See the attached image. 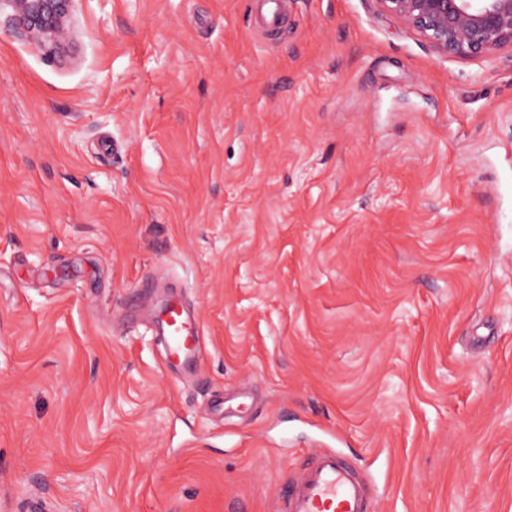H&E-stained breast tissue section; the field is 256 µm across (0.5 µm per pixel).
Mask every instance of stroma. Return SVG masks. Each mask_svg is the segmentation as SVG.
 I'll return each mask as SVG.
<instances>
[{"label":"stroma","instance_id":"stroma-1","mask_svg":"<svg viewBox=\"0 0 512 512\" xmlns=\"http://www.w3.org/2000/svg\"><path fill=\"white\" fill-rule=\"evenodd\" d=\"M249 10L70 0L63 62L0 5V512H270L331 434L378 512H512V51ZM253 5L255 25L271 34L285 22L288 0H250ZM156 328L165 343V363L178 367L184 375L195 376L201 367L202 329L185 316L181 299H172L165 305L158 314Z\"/></svg>","mask_w":512,"mask_h":512}]
</instances>
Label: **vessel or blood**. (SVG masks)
Returning a JSON list of instances; mask_svg holds the SVG:
<instances>
[{
	"mask_svg": "<svg viewBox=\"0 0 512 512\" xmlns=\"http://www.w3.org/2000/svg\"><path fill=\"white\" fill-rule=\"evenodd\" d=\"M288 0H252L257 27L277 31L285 21ZM156 328L165 343L164 361L186 375L201 367L202 329L185 314L181 299L170 300L160 311ZM370 483L334 450L316 452L310 464L285 483L273 512H373Z\"/></svg>",
	"mask_w": 512,
	"mask_h": 512,
	"instance_id": "obj_1",
	"label": "vessel or blood"
}]
</instances>
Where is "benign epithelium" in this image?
Segmentation results:
<instances>
[{
    "mask_svg": "<svg viewBox=\"0 0 512 512\" xmlns=\"http://www.w3.org/2000/svg\"><path fill=\"white\" fill-rule=\"evenodd\" d=\"M380 11L422 35L437 52L480 58L512 50V0H374ZM27 28L57 31L61 0H23Z\"/></svg>",
    "mask_w": 512,
    "mask_h": 512,
    "instance_id": "benign-epithelium-1",
    "label": "benign epithelium"
}]
</instances>
